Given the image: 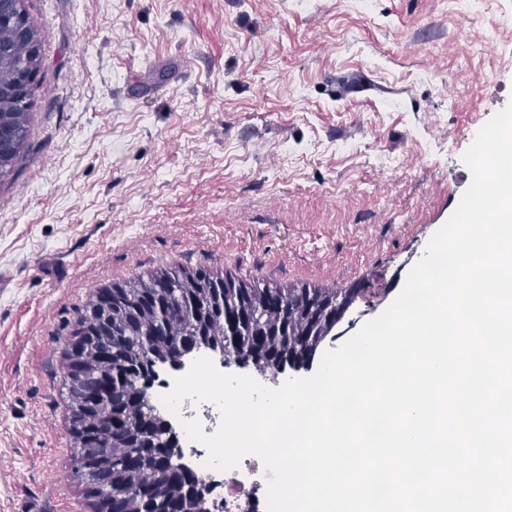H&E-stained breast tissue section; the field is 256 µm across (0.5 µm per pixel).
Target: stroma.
I'll return each instance as SVG.
<instances>
[{
  "mask_svg": "<svg viewBox=\"0 0 512 512\" xmlns=\"http://www.w3.org/2000/svg\"><path fill=\"white\" fill-rule=\"evenodd\" d=\"M42 43L0 184V512H91L66 353L156 271L401 293L512 100V0H25Z\"/></svg>",
  "mask_w": 512,
  "mask_h": 512,
  "instance_id": "obj_1",
  "label": "stroma"
}]
</instances>
